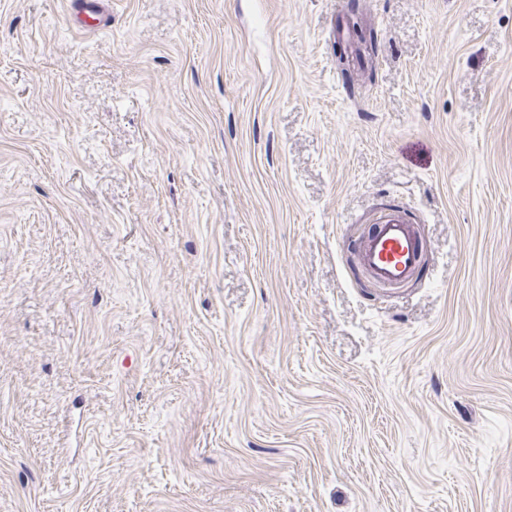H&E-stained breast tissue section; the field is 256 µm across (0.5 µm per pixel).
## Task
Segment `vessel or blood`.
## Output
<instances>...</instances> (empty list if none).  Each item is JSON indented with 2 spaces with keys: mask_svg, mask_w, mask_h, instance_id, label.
<instances>
[{
  "mask_svg": "<svg viewBox=\"0 0 512 512\" xmlns=\"http://www.w3.org/2000/svg\"><path fill=\"white\" fill-rule=\"evenodd\" d=\"M360 258L373 280L385 287L408 282L421 260V243L413 225L400 216H380L360 245Z\"/></svg>",
  "mask_w": 512,
  "mask_h": 512,
  "instance_id": "vessel-or-blood-1",
  "label": "vessel or blood"
}]
</instances>
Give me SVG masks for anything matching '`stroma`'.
I'll use <instances>...</instances> for the list:
<instances>
[{
    "label": "stroma",
    "mask_w": 512,
    "mask_h": 512,
    "mask_svg": "<svg viewBox=\"0 0 512 512\" xmlns=\"http://www.w3.org/2000/svg\"><path fill=\"white\" fill-rule=\"evenodd\" d=\"M350 1L0 0V512H512V0ZM360 258L373 280L385 287L408 282L421 260L413 224L398 215H381L360 245Z\"/></svg>",
    "instance_id": "35a3bbf8"
}]
</instances>
